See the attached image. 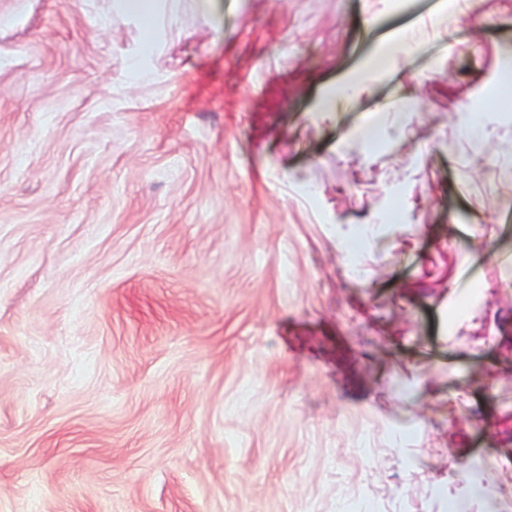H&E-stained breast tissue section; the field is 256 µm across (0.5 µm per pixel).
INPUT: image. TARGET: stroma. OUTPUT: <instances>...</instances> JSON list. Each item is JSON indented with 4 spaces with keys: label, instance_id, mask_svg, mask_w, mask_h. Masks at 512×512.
I'll list each match as a JSON object with an SVG mask.
<instances>
[{
    "label": "stroma",
    "instance_id": "1",
    "mask_svg": "<svg viewBox=\"0 0 512 512\" xmlns=\"http://www.w3.org/2000/svg\"><path fill=\"white\" fill-rule=\"evenodd\" d=\"M510 161L512 0H0V512H512Z\"/></svg>",
    "mask_w": 512,
    "mask_h": 512
}]
</instances>
